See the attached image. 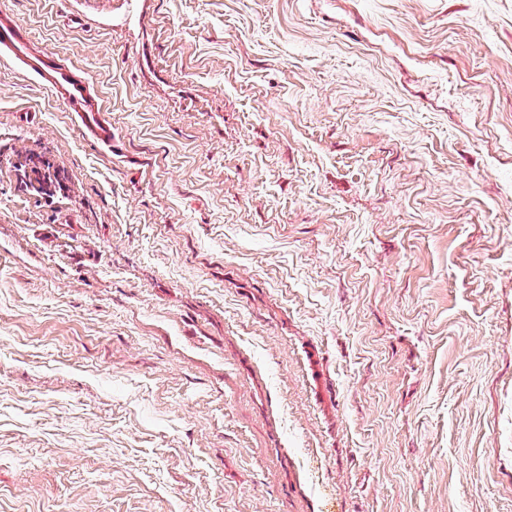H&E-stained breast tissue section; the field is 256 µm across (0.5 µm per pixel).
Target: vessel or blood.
Wrapping results in <instances>:
<instances>
[{"mask_svg":"<svg viewBox=\"0 0 512 512\" xmlns=\"http://www.w3.org/2000/svg\"><path fill=\"white\" fill-rule=\"evenodd\" d=\"M0 51L44 80L65 108L81 120L88 138L111 143L112 129L101 120L95 91L82 70L60 65L53 52L33 51L26 28L11 18H0Z\"/></svg>","mask_w":512,"mask_h":512,"instance_id":"1","label":"vessel or blood"}]
</instances>
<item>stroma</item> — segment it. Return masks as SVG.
I'll list each match as a JSON object with an SVG mask.
<instances>
[{
	"label": "stroma",
	"mask_w": 512,
	"mask_h": 512,
	"mask_svg": "<svg viewBox=\"0 0 512 512\" xmlns=\"http://www.w3.org/2000/svg\"><path fill=\"white\" fill-rule=\"evenodd\" d=\"M0 13V512H512V0ZM0 51L44 80L65 108L75 112L88 138L112 145V127L101 120L99 112L102 111L95 91L82 70L60 65L51 51L34 52L26 28L3 14L0 18Z\"/></svg>",
	"instance_id": "35a3bbf8"
}]
</instances>
